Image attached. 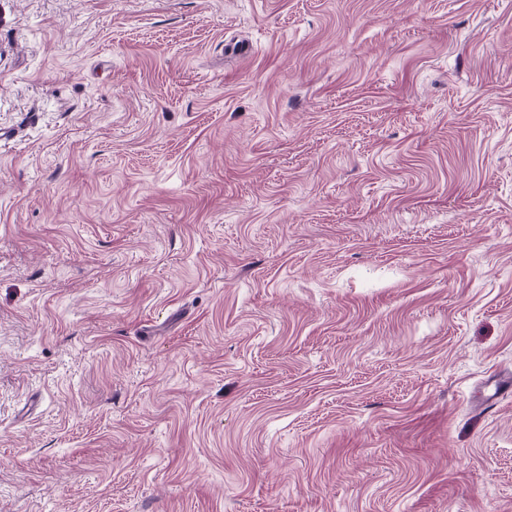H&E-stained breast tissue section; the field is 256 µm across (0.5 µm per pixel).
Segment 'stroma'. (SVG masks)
<instances>
[{
    "label": "stroma",
    "mask_w": 512,
    "mask_h": 512,
    "mask_svg": "<svg viewBox=\"0 0 512 512\" xmlns=\"http://www.w3.org/2000/svg\"><path fill=\"white\" fill-rule=\"evenodd\" d=\"M512 0H0V512H512Z\"/></svg>",
    "instance_id": "stroma-1"
}]
</instances>
